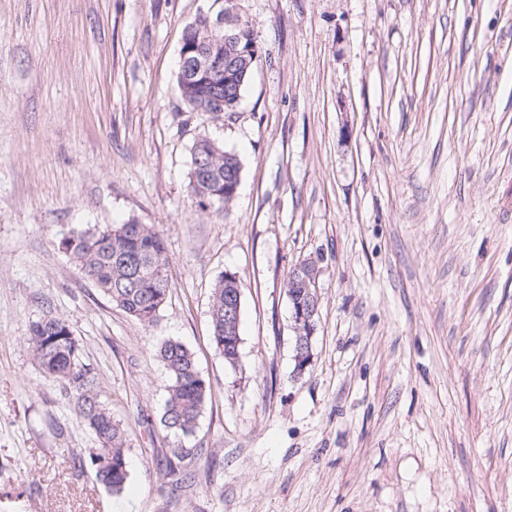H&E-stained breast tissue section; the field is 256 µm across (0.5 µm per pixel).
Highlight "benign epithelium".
Returning a JSON list of instances; mask_svg holds the SVG:
<instances>
[{"label": "benign epithelium", "mask_w": 512, "mask_h": 512, "mask_svg": "<svg viewBox=\"0 0 512 512\" xmlns=\"http://www.w3.org/2000/svg\"><path fill=\"white\" fill-rule=\"evenodd\" d=\"M204 24L205 37L192 46L182 47V93L190 97L196 86L211 82L217 85L214 95L201 105L199 112H217L224 107V89L240 90L252 64L258 60V45L255 41L242 43L241 34L248 24L237 7V0H224L217 12L201 10L190 27ZM296 285L307 289L305 300L295 307L293 321L296 333H306L301 354L296 358L297 370H304L311 359V339L315 332L313 316L318 308L317 273L299 265L296 268Z\"/></svg>", "instance_id": "obj_1"}]
</instances>
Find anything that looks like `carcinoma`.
Returning <instances> with one entry per match:
<instances>
[{
  "label": "carcinoma",
  "mask_w": 512,
  "mask_h": 512,
  "mask_svg": "<svg viewBox=\"0 0 512 512\" xmlns=\"http://www.w3.org/2000/svg\"><path fill=\"white\" fill-rule=\"evenodd\" d=\"M237 154L208 137L197 138L191 146L189 188L198 205L219 189L237 168ZM81 275L92 282L112 304L131 317L154 323L167 302L169 279L165 243L149 224L129 220L103 230L78 234L62 242ZM238 287L236 281L219 279L212 293L210 319L216 349L224 352V335H240V322L224 321V300ZM32 356L41 372L63 383L75 412L94 436L95 445L85 448L78 467L90 468L97 482L114 495L121 494L130 478L126 438L119 423L102 399L96 373L82 351V345L61 317L46 316L32 323L27 338ZM168 376L162 425L178 438L192 436L211 392L209 382L198 369L194 354L182 343L168 340L158 351ZM191 448L174 449L168 461L169 474L187 479L183 461Z\"/></svg>",
  "instance_id": "obj_1"
}]
</instances>
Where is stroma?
Returning <instances> with one entry per match:
<instances>
[{"instance_id":"obj_1","label":"stroma","mask_w":512,"mask_h":512,"mask_svg":"<svg viewBox=\"0 0 512 512\" xmlns=\"http://www.w3.org/2000/svg\"><path fill=\"white\" fill-rule=\"evenodd\" d=\"M214 4L0 0V512H512V0H238L259 59L219 119L176 92L183 30ZM201 136L242 162L220 210L188 189ZM132 218L169 261L152 324L62 246ZM304 261L299 374L285 284ZM227 271L234 367L210 323ZM48 315L125 432L122 494L73 469L94 440L27 344ZM168 339L211 383L183 488ZM297 276V279L293 282V275ZM317 272H312L309 268L305 267L304 265H298L295 269L292 270V272L289 274L287 282H286V288H287V294L288 298L291 304V309H294V305L297 303L298 300H300L303 296V289L306 288L307 290V296L303 297V302L301 304H298V306L295 307L293 312V321H294V328L296 330L295 336H294V358L299 353L298 352V339L299 334L305 332L306 333V341L301 346V354L296 358L295 367L297 363V371H303L310 363L311 359V339L315 332V322L313 321V316L315 317L318 314L317 308L319 307L318 303V295H317ZM296 283V286L298 285L300 288H290ZM310 288H315V291L313 292ZM314 317V320H315ZM238 278L233 275L231 271L224 272V275L218 280L212 293L210 319L212 327V337L216 349L224 357V353L229 351H237L241 343L240 337V318L242 306V292L238 288L235 280L224 281V278ZM235 288L237 293H232L227 300L230 291ZM226 311L227 318H239L238 321L234 320L231 326L227 327V322L224 321V312ZM224 334H232L234 336H224ZM239 336V337H238Z\"/></svg>"}]
</instances>
